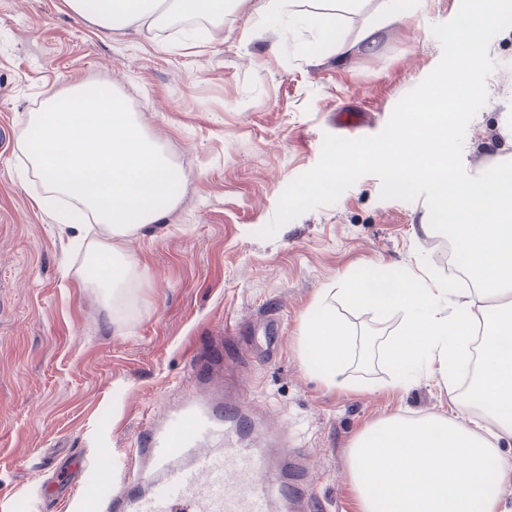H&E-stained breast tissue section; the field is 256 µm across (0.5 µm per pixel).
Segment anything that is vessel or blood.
Instances as JSON below:
<instances>
[{"mask_svg":"<svg viewBox=\"0 0 512 512\" xmlns=\"http://www.w3.org/2000/svg\"><path fill=\"white\" fill-rule=\"evenodd\" d=\"M252 413L214 395L195 396L165 425L146 424L123 488L73 498L72 512H310L308 456L299 448L257 450L238 444Z\"/></svg>","mask_w":512,"mask_h":512,"instance_id":"b4317fda","label":"vessel or blood"}]
</instances>
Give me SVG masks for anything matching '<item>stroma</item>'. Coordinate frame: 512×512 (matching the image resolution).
<instances>
[{
  "instance_id": "1",
  "label": "stroma",
  "mask_w": 512,
  "mask_h": 512,
  "mask_svg": "<svg viewBox=\"0 0 512 512\" xmlns=\"http://www.w3.org/2000/svg\"><path fill=\"white\" fill-rule=\"evenodd\" d=\"M263 4L234 0L223 27L188 47L178 28L104 39L63 0H0V500L12 512H63L41 496L46 482L97 491L95 473L76 479L70 453L127 464L143 425L162 423L197 388L187 353L198 339L222 348L207 368L223 394L258 416L250 447L281 437L308 449L312 512H358L347 450L360 431L400 409L448 410L434 381L393 387L375 353L348 370L375 392L327 389L297 346L307 310L338 278L420 267L444 278L431 238L415 236L418 225L448 222L428 182L391 192L394 174L365 160L331 190L313 179L331 152L386 141L411 118L447 70L448 37L470 0H404L382 23L377 0H296L283 14ZM374 25L368 48L362 36ZM482 39L485 83L449 126L465 179L512 160V0H499ZM103 78L182 171L178 207L118 243L145 269L119 328L80 277L84 256L69 231L16 172V135L42 96ZM343 109L368 113L370 129H337ZM270 316L276 358L229 339L233 326L255 332ZM336 317L379 342L402 314L340 305Z\"/></svg>"
}]
</instances>
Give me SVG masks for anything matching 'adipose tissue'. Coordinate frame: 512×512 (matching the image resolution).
Listing matches in <instances>:
<instances>
[{
  "mask_svg": "<svg viewBox=\"0 0 512 512\" xmlns=\"http://www.w3.org/2000/svg\"><path fill=\"white\" fill-rule=\"evenodd\" d=\"M475 23L454 34L471 56L453 61L454 79L438 77L414 117L365 158L403 181L429 182L446 208L456 250L472 285L407 274L401 279L338 280L323 289L302 322L298 352L305 369L330 389L349 390L359 340L337 320L344 302L404 315L397 336L379 354L407 388L436 379L449 415L389 414L365 428L348 449L351 485L360 512H508L512 464L499 446L512 438V165L480 178L455 174L446 131L465 104L459 88L483 71L480 28L495 17V0H480ZM71 16L104 37L118 31L172 27L189 14L211 28L224 24L229 0H65ZM25 180L38 183L39 205L68 201L78 216L73 236L86 251V281L112 304V323L145 275L138 259L116 248L162 219L180 201V172L125 100L109 89L76 83L50 93L28 113L16 138Z\"/></svg>",
  "mask_w": 512,
  "mask_h": 512,
  "instance_id": "1",
  "label": "adipose tissue"
}]
</instances>
